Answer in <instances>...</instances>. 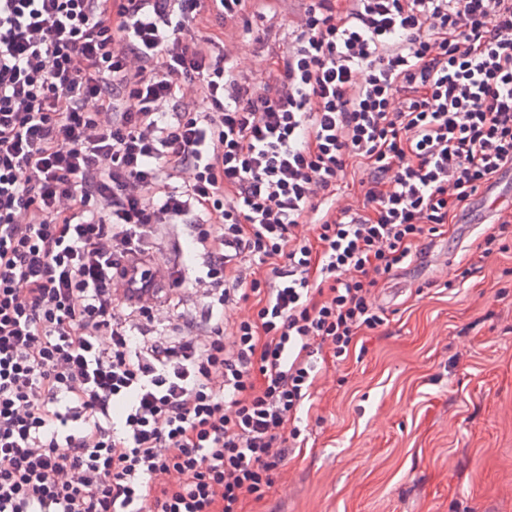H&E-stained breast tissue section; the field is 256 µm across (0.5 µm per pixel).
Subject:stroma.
Listing matches in <instances>:
<instances>
[{
  "label": "stroma",
  "instance_id": "stroma-1",
  "mask_svg": "<svg viewBox=\"0 0 512 512\" xmlns=\"http://www.w3.org/2000/svg\"><path fill=\"white\" fill-rule=\"evenodd\" d=\"M301 8L225 27L254 79ZM490 221L471 205L376 289L385 324L319 360L306 442L244 512H512V246L457 277Z\"/></svg>",
  "mask_w": 512,
  "mask_h": 512
}]
</instances>
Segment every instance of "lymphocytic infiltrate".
Returning <instances> with one entry per match:
<instances>
[{
	"mask_svg": "<svg viewBox=\"0 0 512 512\" xmlns=\"http://www.w3.org/2000/svg\"><path fill=\"white\" fill-rule=\"evenodd\" d=\"M247 2L0 0V512L264 499L318 355L512 169V0H309L260 83L206 27Z\"/></svg>",
	"mask_w": 512,
	"mask_h": 512,
	"instance_id": "f902f5d3",
	"label": "lymphocytic infiltrate"
}]
</instances>
